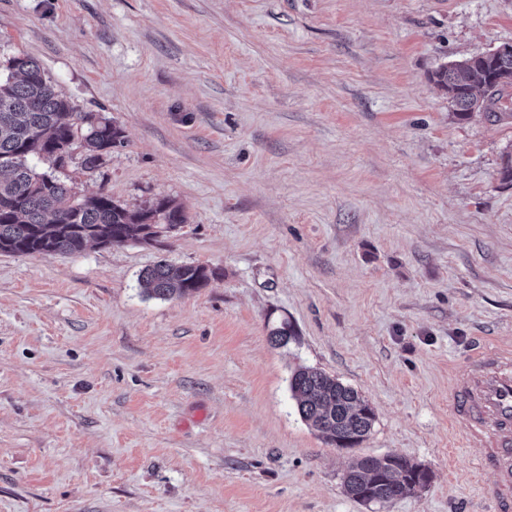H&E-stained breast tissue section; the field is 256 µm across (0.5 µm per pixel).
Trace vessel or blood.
<instances>
[{
	"label": "vessel or blood",
	"instance_id": "b4317fda",
	"mask_svg": "<svg viewBox=\"0 0 512 512\" xmlns=\"http://www.w3.org/2000/svg\"><path fill=\"white\" fill-rule=\"evenodd\" d=\"M449 403L466 423L464 442L482 448L475 468L494 476L485 499L496 512H512V346L483 345L457 363Z\"/></svg>",
	"mask_w": 512,
	"mask_h": 512
}]
</instances>
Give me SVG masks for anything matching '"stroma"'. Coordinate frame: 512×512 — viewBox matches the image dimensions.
Returning a JSON list of instances; mask_svg holds the SVG:
<instances>
[{"label": "stroma", "instance_id": "stroma-1", "mask_svg": "<svg viewBox=\"0 0 512 512\" xmlns=\"http://www.w3.org/2000/svg\"><path fill=\"white\" fill-rule=\"evenodd\" d=\"M507 42L512 0H0V66L34 58L123 132L60 179L187 216L153 245L0 255V512H493L448 375L512 344V124L457 120L429 75ZM162 258L212 277L146 296ZM304 367L371 404L360 445L301 419ZM387 454L429 486L348 497ZM430 471L403 456H361L349 466L343 478L345 493L358 501L389 504L407 492L425 488Z\"/></svg>", "mask_w": 512, "mask_h": 512}]
</instances>
